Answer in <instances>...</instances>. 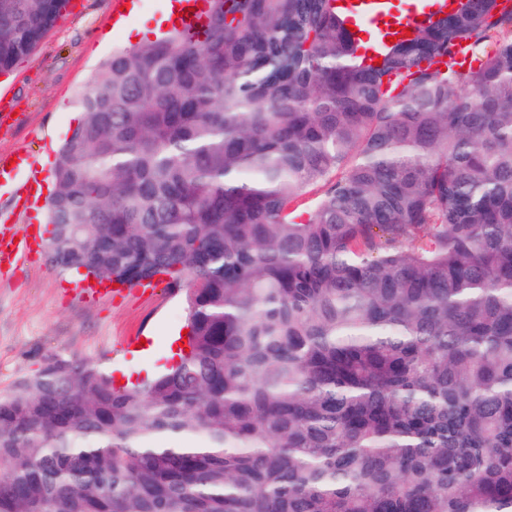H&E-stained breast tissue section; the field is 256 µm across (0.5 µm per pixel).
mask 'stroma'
<instances>
[{
    "label": "stroma",
    "mask_w": 512,
    "mask_h": 512,
    "mask_svg": "<svg viewBox=\"0 0 512 512\" xmlns=\"http://www.w3.org/2000/svg\"><path fill=\"white\" fill-rule=\"evenodd\" d=\"M114 0H70L66 14L37 49L0 74V160L24 149L47 159L51 174L61 145L77 126V99L101 63L128 45L112 28ZM49 233L47 212L27 206L16 187L0 188V224ZM186 325L183 295L163 288L112 292L82 288L77 274L55 269L46 246L0 273V391L39 368L45 356L86 360L111 373L146 376L160 370L171 338Z\"/></svg>",
    "instance_id": "1"
}]
</instances>
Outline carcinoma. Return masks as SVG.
Instances as JSON below:
<instances>
[{
    "label": "carcinoma",
    "instance_id": "cac0c4a2",
    "mask_svg": "<svg viewBox=\"0 0 512 512\" xmlns=\"http://www.w3.org/2000/svg\"><path fill=\"white\" fill-rule=\"evenodd\" d=\"M67 4L0 0V73ZM347 25L211 0L203 39L102 64L50 260L166 276L188 352L121 387L55 354L1 393L0 512H512V5L463 0L377 66Z\"/></svg>",
    "mask_w": 512,
    "mask_h": 512
}]
</instances>
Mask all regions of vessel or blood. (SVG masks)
Segmentation results:
<instances>
[{
  "label": "vessel or blood",
  "instance_id": "obj_1",
  "mask_svg": "<svg viewBox=\"0 0 512 512\" xmlns=\"http://www.w3.org/2000/svg\"><path fill=\"white\" fill-rule=\"evenodd\" d=\"M350 12V20L356 32L381 34L388 37L399 35L401 29H413L428 22L432 12L448 11L456 6L455 0H419L417 7L404 14L390 13L378 0H341ZM208 0H165L161 15V28H175L190 37H198L206 26ZM29 174L21 185L28 205H36L41 196L39 188L44 182L31 157L18 153L13 166L0 162V183L13 179L21 169ZM34 238L17 230L15 225H0V268L9 269L27 261Z\"/></svg>",
  "mask_w": 512,
  "mask_h": 512
}]
</instances>
